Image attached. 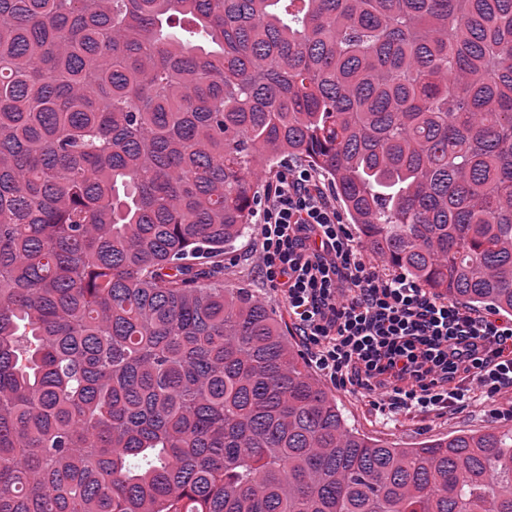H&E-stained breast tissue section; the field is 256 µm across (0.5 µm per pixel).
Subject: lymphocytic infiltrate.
Wrapping results in <instances>:
<instances>
[{"label":"lymphocytic infiltrate","instance_id":"lymphocytic-infiltrate-1","mask_svg":"<svg viewBox=\"0 0 512 512\" xmlns=\"http://www.w3.org/2000/svg\"><path fill=\"white\" fill-rule=\"evenodd\" d=\"M256 263L317 371L374 410L440 415L512 390V321L478 315L365 260L316 171L293 166L257 201Z\"/></svg>","mask_w":512,"mask_h":512}]
</instances>
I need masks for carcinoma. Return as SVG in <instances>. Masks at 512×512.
<instances>
[{
  "mask_svg": "<svg viewBox=\"0 0 512 512\" xmlns=\"http://www.w3.org/2000/svg\"><path fill=\"white\" fill-rule=\"evenodd\" d=\"M283 157L512 315V0H0V512H512V430L362 435L224 286Z\"/></svg>",
  "mask_w": 512,
  "mask_h": 512,
  "instance_id": "1",
  "label": "carcinoma"
}]
</instances>
